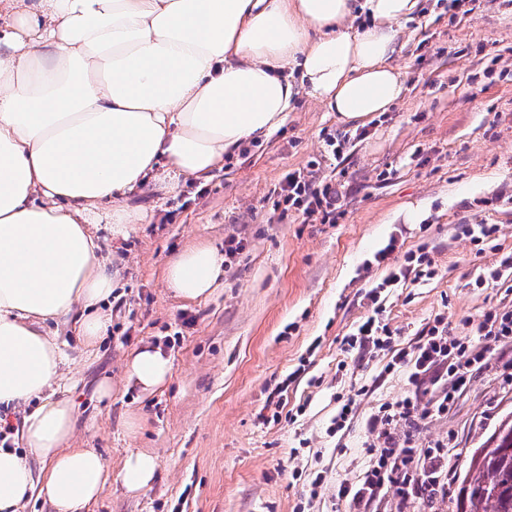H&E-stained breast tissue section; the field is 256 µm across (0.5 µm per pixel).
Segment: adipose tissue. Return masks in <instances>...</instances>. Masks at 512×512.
Returning <instances> with one entry per match:
<instances>
[{"mask_svg":"<svg viewBox=\"0 0 512 512\" xmlns=\"http://www.w3.org/2000/svg\"><path fill=\"white\" fill-rule=\"evenodd\" d=\"M420 0H0V407L22 413L28 455L0 447V512L32 495L84 512L109 479L103 457L70 447L74 405L65 330L106 333L119 284L100 225L127 238L149 221L130 205L148 185L202 180L242 143L283 124L299 97L358 123L404 95L396 27ZM366 16L358 28L346 19ZM224 257L201 243L165 276L197 301ZM171 364L143 346L141 391Z\"/></svg>","mask_w":512,"mask_h":512,"instance_id":"1","label":"adipose tissue"}]
</instances>
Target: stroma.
<instances>
[{
	"instance_id": "obj_1",
	"label": "stroma",
	"mask_w": 512,
	"mask_h": 512,
	"mask_svg": "<svg viewBox=\"0 0 512 512\" xmlns=\"http://www.w3.org/2000/svg\"><path fill=\"white\" fill-rule=\"evenodd\" d=\"M423 5L398 29L406 91L388 112L358 128L300 98L281 127L225 156L205 185L146 189L135 203L149 223L105 240L120 270L112 324L91 347L60 339L76 409L71 445L95 449L111 473L87 512H357L336 490L367 467L368 417L384 402L430 397L403 369L383 371L381 358L342 347L368 313L366 290L387 274L375 252L394 236L393 264L422 244L434 261L432 279L384 293L381 318L396 345L438 315L452 335L476 339L482 314L512 303V272L476 283L512 252V0ZM340 134L336 156L326 138ZM293 169L342 184L335 223L275 211L274 190ZM411 208L418 223L405 220ZM460 224L498 225V250L459 235ZM231 238L244 247L213 296L189 301L165 287L181 251ZM476 341L486 363L454 406L396 430L421 457L447 446L444 490L406 502L390 491L368 512H448L474 450L512 423V340ZM145 344L172 365L149 394L127 382L128 358ZM340 395L356 396L357 410L333 435ZM133 451L157 461L138 495L120 478Z\"/></svg>"
}]
</instances>
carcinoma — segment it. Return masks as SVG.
I'll return each mask as SVG.
<instances>
[{"instance_id":"1","label":"carcinoma","mask_w":512,"mask_h":512,"mask_svg":"<svg viewBox=\"0 0 512 512\" xmlns=\"http://www.w3.org/2000/svg\"><path fill=\"white\" fill-rule=\"evenodd\" d=\"M466 506L456 512H512V425L499 429L492 447L466 474Z\"/></svg>"}]
</instances>
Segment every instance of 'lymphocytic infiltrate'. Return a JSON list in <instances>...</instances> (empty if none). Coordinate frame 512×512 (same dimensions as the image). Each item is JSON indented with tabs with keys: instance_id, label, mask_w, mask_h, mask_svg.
<instances>
[{
	"instance_id": "lymphocytic-infiltrate-1",
	"label": "lymphocytic infiltrate",
	"mask_w": 512,
	"mask_h": 512,
	"mask_svg": "<svg viewBox=\"0 0 512 512\" xmlns=\"http://www.w3.org/2000/svg\"><path fill=\"white\" fill-rule=\"evenodd\" d=\"M339 192L333 181L316 183L311 174L301 170L288 172L280 188L277 209L294 213L303 222L332 224L336 221ZM433 261L426 247L407 253L403 264L390 267L384 282L370 288L365 298L373 310L356 332L342 340L345 351L381 353L387 356V368H407L415 385L432 382L433 395L427 403L408 396L381 404L367 424L383 441L382 446L368 445L365 453L369 464L359 484L340 485L338 499L353 503L358 512L388 489H395L402 500L420 497L426 488L436 484L442 474L448 450L430 449L424 459H417L413 448L396 442L394 429L403 422L447 412L468 386L473 371L480 369L485 358L475 352L466 339L449 335L447 327L433 325L411 349L396 347L387 324L381 323V294L387 286L415 275H433Z\"/></svg>"
}]
</instances>
